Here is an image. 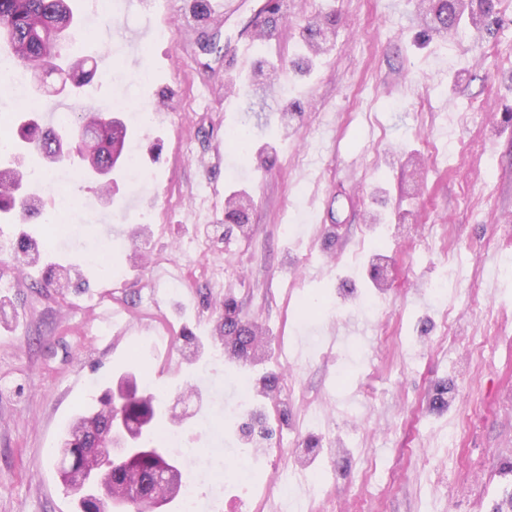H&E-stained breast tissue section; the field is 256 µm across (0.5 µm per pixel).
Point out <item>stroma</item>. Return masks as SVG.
<instances>
[{
  "label": "stroma",
  "mask_w": 512,
  "mask_h": 512,
  "mask_svg": "<svg viewBox=\"0 0 512 512\" xmlns=\"http://www.w3.org/2000/svg\"><path fill=\"white\" fill-rule=\"evenodd\" d=\"M169 2H75L101 56L85 98L124 105L138 171L105 189L68 161L34 185L46 212L66 208V236L0 222V247L25 231L84 272L58 294L44 287L43 264L21 274L0 262V512H72L56 470L62 431L133 369L167 389L163 413L192 391L176 422L189 446L267 449L243 461L245 496L184 466L203 497L220 494L222 512H265L276 480L298 466L320 478L311 512H492L497 487L512 482V334L484 330L494 298L512 299V277L498 273L512 257V0L471 19L461 40L436 34L417 0L398 11L389 0H292L291 24L253 41L237 67L225 56L265 0H242L213 29L220 50L207 57L195 33L158 39L185 0ZM327 12L324 51L301 73L299 35ZM487 101L494 113H476ZM464 112L472 120L454 124ZM244 126L253 150L242 156L226 137ZM236 190L247 198L241 226L224 218ZM292 217L301 230L283 236ZM137 224L148 225L145 240L132 238ZM369 229L384 254L356 255ZM450 249L486 303L449 294L452 337L436 345L442 306L424 284ZM227 299L267 331L261 360L230 362L213 346ZM317 299L339 321L298 318ZM107 309L130 334H113ZM356 318L366 333L343 336ZM313 334L324 340L316 352ZM271 374L275 390L260 391ZM243 378L258 388L252 411L266 438L241 422L211 436L219 399ZM310 408L322 425L307 421ZM463 455L480 467L472 494L456 482ZM369 456L381 465L368 477Z\"/></svg>",
  "instance_id": "stroma-1"
}]
</instances>
